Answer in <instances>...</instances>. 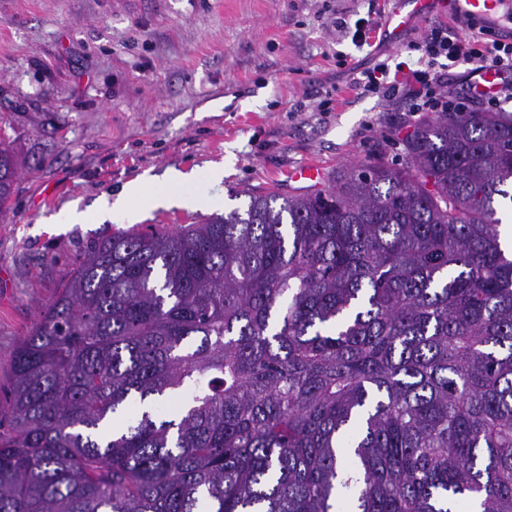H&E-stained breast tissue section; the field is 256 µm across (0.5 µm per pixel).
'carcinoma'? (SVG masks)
I'll return each instance as SVG.
<instances>
[{"label":"carcinoma","instance_id":"cac0c4a2","mask_svg":"<svg viewBox=\"0 0 512 512\" xmlns=\"http://www.w3.org/2000/svg\"><path fill=\"white\" fill-rule=\"evenodd\" d=\"M403 151L87 246L11 364L0 512H512V113Z\"/></svg>","mask_w":512,"mask_h":512}]
</instances>
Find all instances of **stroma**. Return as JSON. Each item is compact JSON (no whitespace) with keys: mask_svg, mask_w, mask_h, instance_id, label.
<instances>
[{"mask_svg":"<svg viewBox=\"0 0 512 512\" xmlns=\"http://www.w3.org/2000/svg\"><path fill=\"white\" fill-rule=\"evenodd\" d=\"M329 0H0V133L25 160L0 215V405L39 311L92 240L119 231L104 197L145 175L193 173L245 207L244 190L309 192L356 163H403L424 120L351 91L385 61L417 66L420 25L358 49L337 39ZM224 167L221 183L205 177ZM81 224H60L70 208Z\"/></svg>","mask_w":512,"mask_h":512,"instance_id":"obj_1","label":"stroma"}]
</instances>
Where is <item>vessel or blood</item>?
Masks as SVG:
<instances>
[{"label": "vessel or blood", "mask_w": 512, "mask_h": 512, "mask_svg": "<svg viewBox=\"0 0 512 512\" xmlns=\"http://www.w3.org/2000/svg\"><path fill=\"white\" fill-rule=\"evenodd\" d=\"M510 10L512 0H397L388 22L399 30L431 14L494 19Z\"/></svg>", "instance_id": "obj_1"}]
</instances>
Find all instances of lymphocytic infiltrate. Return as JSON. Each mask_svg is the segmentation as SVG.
<instances>
[{"instance_id":"f902f5d3","label":"lymphocytic infiltrate","mask_w":512,"mask_h":512,"mask_svg":"<svg viewBox=\"0 0 512 512\" xmlns=\"http://www.w3.org/2000/svg\"><path fill=\"white\" fill-rule=\"evenodd\" d=\"M419 52V69L406 80L389 79L387 64L380 63L362 70L353 87L359 94H373L388 100L411 96L415 112H459L469 101H480L490 107L500 106L512 97V34L501 35L495 29L474 20H465L463 27L430 23L413 45ZM466 62L476 70L494 69L503 84L498 93L470 87L469 99H461L449 91V64Z\"/></svg>"}]
</instances>
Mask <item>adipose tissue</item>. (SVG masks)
Listing matches in <instances>:
<instances>
[{
	"label": "adipose tissue",
	"instance_id": "ef3b65f1",
	"mask_svg": "<svg viewBox=\"0 0 512 512\" xmlns=\"http://www.w3.org/2000/svg\"><path fill=\"white\" fill-rule=\"evenodd\" d=\"M191 180L190 175L171 171L163 185H155L145 178L134 179L124 185L114 201L105 205L113 218L128 224L141 220L150 209L165 206H179L192 209H212L219 207L218 198L205 191L185 192L184 187Z\"/></svg>",
	"mask_w": 512,
	"mask_h": 512
}]
</instances>
